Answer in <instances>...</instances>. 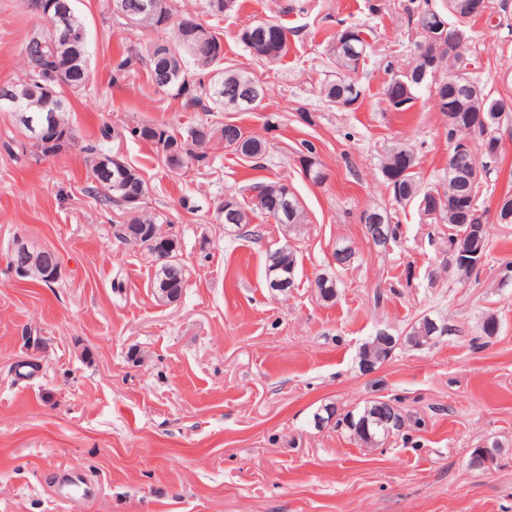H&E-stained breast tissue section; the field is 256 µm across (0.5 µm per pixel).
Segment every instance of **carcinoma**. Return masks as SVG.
<instances>
[{
  "mask_svg": "<svg viewBox=\"0 0 512 512\" xmlns=\"http://www.w3.org/2000/svg\"><path fill=\"white\" fill-rule=\"evenodd\" d=\"M152 9L138 16L139 26L143 28L161 27L162 18L170 19L166 27L171 30V37L157 40L145 45L143 50H134L130 55L121 58L114 67L113 79L122 77L136 64L145 67L151 83L171 94L175 98L189 97L193 105L205 112L215 109H234L249 111L259 106V103L249 104L239 99V96L249 87L260 84V81L248 74L230 67L224 68L220 80L221 89L214 86L195 92V81L192 79L189 65L199 71L212 68L218 61L224 59L221 39L209 27L195 21L191 26H183V18L175 17L170 0H146ZM468 0H448V14L444 15L431 8L408 10L411 24L426 33L418 45V51L411 62L407 74L399 77L408 83L409 92L405 99L391 105L397 111L407 109V104L414 99V93L433 70L438 67H452L466 76L465 86L458 92L441 83L437 87V106L439 111L448 118V143L454 144L462 140V134L470 129V123L482 115L487 126H479L478 135L481 138L482 156L495 160L500 154V138L496 135L495 125L499 123L503 104L497 99L489 98L479 82L468 77V58L461 51L466 36L467 23L473 15L467 7ZM42 47L40 53L59 64L71 61V65L63 72L64 83L73 93L82 91L88 77V33L81 38H67L58 33L53 34L48 27L41 28ZM239 40L250 49L255 58L265 64L268 59L280 61L288 52V30L276 20H262L243 28L238 34ZM330 54L333 56L340 76L322 89V94L331 105L340 108L355 103L362 96V89L355 81L360 66L365 63L370 44L363 37V31L348 25L334 32L328 41ZM59 79L54 68L48 66L40 71L30 67V60H25L22 76L10 83L14 98L30 105L27 118L16 119V124L22 135L34 140L32 127L54 123L55 133L42 140H35V146L41 152H54L74 135V129L68 118L69 108L62 98L43 101L41 97L57 88ZM132 138L147 141L155 146L157 156L162 164L172 173H178L190 167L208 166L207 146L214 140L224 141V146L236 155L252 163L255 168L263 167L266 155V145L258 137L246 134L240 126L231 123L201 122L190 125L176 132L166 123L146 122L126 128ZM87 179L91 180L89 193L101 204L109 206L116 204L126 206L129 196L145 197L146 186L142 178L127 163L117 164L112 161V155L102 153L95 147L88 148ZM414 157L413 152L405 146H395L386 152L383 160V174L392 173L401 156ZM470 157L462 156L457 166L448 173V186L444 189V200L441 209L432 221L448 225V266L462 279L474 272L475 267L464 266L454 260L455 253L465 250L487 251L488 240L485 225L481 224L482 214L478 207L463 211L456 202V196L472 192L474 198L480 197L483 183L469 184L462 172L469 168ZM393 196L396 202L418 205L421 201L434 197V191L422 186L418 172L411 169L401 171L398 179L392 183ZM254 195V207L248 208L241 204L236 197L224 199L222 212L228 216L229 226L245 235L249 230L255 211L273 218L286 234L297 233L300 226L306 223L305 211L297 197L288 192V186L277 181L258 182L251 186ZM498 222L512 224V195L504 194L497 203ZM157 223V218L148 214L144 208L131 213L125 222L117 224L119 231L129 237H134L145 245L152 242L150 225ZM178 240H169L166 251L169 260L158 265L153 278V288L165 289L166 293H158L165 302L179 300L185 288V271L177 261ZM13 259L22 261L28 259L36 268L55 271L53 257L42 252L37 247H31L30 255L13 253ZM296 256L288 247H282L270 252L266 258V277L269 287H274L275 280L284 279L288 284L289 273L295 271ZM318 297L324 302H332L337 296L336 280L331 276L319 275L315 280ZM447 327L436 321L423 317L411 325L406 336L379 337L374 336L362 345L359 351L360 366L365 371L372 370L377 364L386 360L401 344L416 347L429 336H440ZM374 410H384L390 417L404 421V415L390 402L371 401L361 411L354 415L346 413L337 417V408L323 407L328 421L336 417V423H344L352 434L360 441L370 445H380L385 440L384 433L388 425L365 423L366 413Z\"/></svg>",
  "mask_w": 512,
  "mask_h": 512,
  "instance_id": "carcinoma-1",
  "label": "carcinoma"
}]
</instances>
